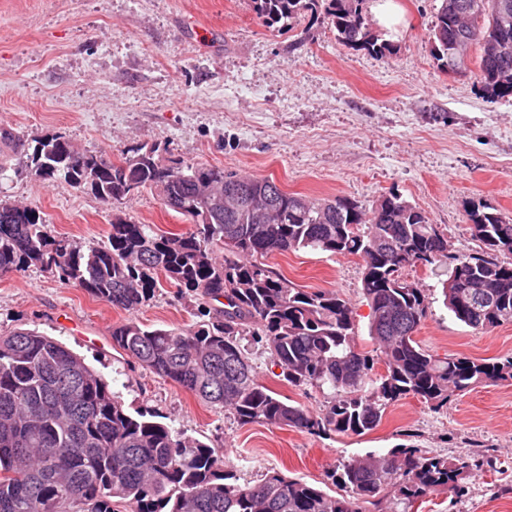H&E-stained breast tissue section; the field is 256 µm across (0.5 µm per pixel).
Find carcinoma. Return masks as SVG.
Here are the masks:
<instances>
[{
  "mask_svg": "<svg viewBox=\"0 0 512 512\" xmlns=\"http://www.w3.org/2000/svg\"><path fill=\"white\" fill-rule=\"evenodd\" d=\"M441 0L430 33L431 55L448 64V43L477 16L475 45L484 94L512 97V20L496 8L512 0ZM257 19L283 29L309 17L355 51L383 59L395 52L382 38L370 0H250ZM502 45L505 53L489 52ZM160 145L137 144L113 161L78 151L60 134L27 137L0 128V180L25 160L31 175L87 190L108 203L145 190L190 222L183 232L157 234L120 211L103 245L48 233L33 208L0 199V273L39 266L64 283L127 312L154 297L159 275L184 292L224 300V307L185 327L129 319L112 328V343L143 368L229 410L243 425L265 423L312 434L364 435L386 409L414 396L433 408L478 384L512 381V357L494 361L439 357L414 333L428 297L401 276L407 266L448 263L443 294L454 318L474 330L512 323V218L487 207L468 213L482 251L459 255L417 206L391 192L371 211L349 197L312 200L274 181L219 166L159 158ZM234 185L245 194L236 211L207 202ZM309 250L362 259V293L370 335L385 370L355 349L353 311L334 291H306L255 255ZM268 354L279 376L297 388L332 391L314 415L261 385L243 340ZM476 460L426 455L412 446L369 452L340 463L336 497L279 473L239 484L221 452L189 439L148 414L128 412L108 382L58 340L34 330L0 333V512H366L393 493V512H409L437 490L462 491Z\"/></svg>",
  "mask_w": 512,
  "mask_h": 512,
  "instance_id": "cac0c4a2",
  "label": "carcinoma"
}]
</instances>
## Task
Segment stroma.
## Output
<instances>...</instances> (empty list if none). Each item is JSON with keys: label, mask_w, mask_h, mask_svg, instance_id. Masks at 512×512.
Wrapping results in <instances>:
<instances>
[{"label": "stroma", "mask_w": 512, "mask_h": 512, "mask_svg": "<svg viewBox=\"0 0 512 512\" xmlns=\"http://www.w3.org/2000/svg\"><path fill=\"white\" fill-rule=\"evenodd\" d=\"M404 25L394 55L379 60L338 42L325 25L272 30L249 0H0V126L28 136L60 134L87 153L119 158L160 144L184 159L269 178L285 192L347 196L364 208L396 192L422 209L456 251L482 248L467 213L490 206L512 216V99H490L474 73H447L430 54L440 0H397ZM0 192L42 212L58 238L104 244L112 207L84 190L10 174ZM122 210L159 234L190 223L144 191ZM263 264L296 287L332 290L353 310L354 341L374 350L362 260L307 250L275 252ZM446 265L406 268L428 296L415 339L438 356L512 355V323L487 332L443 304ZM205 301L161 282L137 314L92 298L33 266L0 275V332L35 329L100 372L132 411L219 448L240 483L270 471L304 478L330 494L339 462L414 445L423 453L481 462L463 493L435 492L412 512H512V381L481 384L432 408L410 396L368 434L316 436L264 423L242 425L113 346L129 317L185 327ZM260 384L321 413L329 396L288 386L267 353L249 350Z\"/></svg>", "instance_id": "1"}]
</instances>
